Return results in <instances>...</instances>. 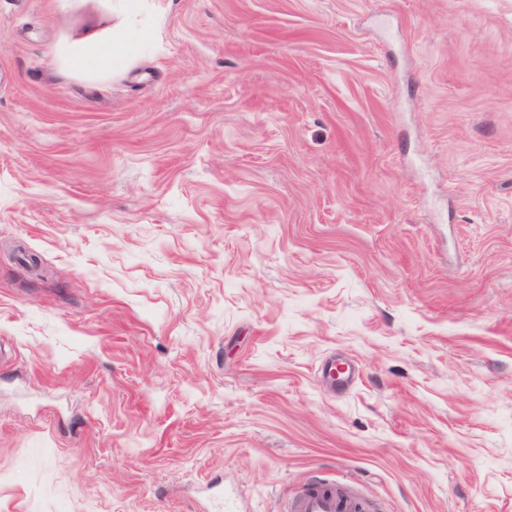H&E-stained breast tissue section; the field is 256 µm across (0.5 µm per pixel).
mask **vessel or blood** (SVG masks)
<instances>
[{
	"label": "vessel or blood",
	"mask_w": 512,
	"mask_h": 512,
	"mask_svg": "<svg viewBox=\"0 0 512 512\" xmlns=\"http://www.w3.org/2000/svg\"><path fill=\"white\" fill-rule=\"evenodd\" d=\"M372 508L356 486L321 480L290 498L285 512H371Z\"/></svg>",
	"instance_id": "obj_1"
}]
</instances>
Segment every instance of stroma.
Instances as JSON below:
<instances>
[{
	"label": "stroma",
	"mask_w": 512,
	"mask_h": 512,
	"mask_svg": "<svg viewBox=\"0 0 512 512\" xmlns=\"http://www.w3.org/2000/svg\"><path fill=\"white\" fill-rule=\"evenodd\" d=\"M117 4L0 0V512H512V0H142L70 70ZM137 1H123L126 26L110 30L107 34L90 38L77 47L69 48L66 60L68 65L81 72L106 73L121 64L130 53L131 32L138 37L144 36L143 30H137L139 6ZM374 505L356 486L317 481L288 499L285 512H372Z\"/></svg>",
	"instance_id": "obj_1"
}]
</instances>
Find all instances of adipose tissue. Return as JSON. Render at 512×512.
Returning <instances> with one entry per match:
<instances>
[{
  "label": "adipose tissue",
  "mask_w": 512,
  "mask_h": 512,
  "mask_svg": "<svg viewBox=\"0 0 512 512\" xmlns=\"http://www.w3.org/2000/svg\"><path fill=\"white\" fill-rule=\"evenodd\" d=\"M126 26L102 36L90 38L82 45L70 48L68 65L81 72L106 73L121 64L129 55L132 38L137 30L139 6L136 0H124Z\"/></svg>",
  "instance_id": "ef3b65f1"
}]
</instances>
